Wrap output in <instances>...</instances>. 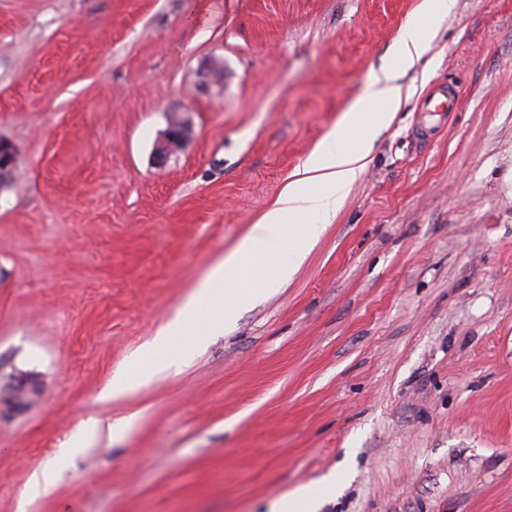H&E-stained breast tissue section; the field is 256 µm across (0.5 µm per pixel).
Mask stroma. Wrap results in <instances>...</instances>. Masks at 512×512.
<instances>
[{
    "mask_svg": "<svg viewBox=\"0 0 512 512\" xmlns=\"http://www.w3.org/2000/svg\"><path fill=\"white\" fill-rule=\"evenodd\" d=\"M421 0H0V512H512V0H457L292 281L113 373L278 199ZM211 58L220 84L199 91ZM455 83L452 111L428 92ZM193 135L153 161L168 112ZM131 418L72 459L78 423ZM46 471L48 493L25 497ZM41 395V383L31 374L18 370L8 375L1 373L0 417L22 411ZM331 488V484L320 482L316 485L300 487L274 501L268 512H310L307 508L320 490Z\"/></svg>",
    "mask_w": 512,
    "mask_h": 512,
    "instance_id": "stroma-1",
    "label": "stroma"
}]
</instances>
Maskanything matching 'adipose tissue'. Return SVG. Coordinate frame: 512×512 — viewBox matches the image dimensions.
Instances as JSON below:
<instances>
[{
    "label": "adipose tissue",
    "mask_w": 512,
    "mask_h": 512,
    "mask_svg": "<svg viewBox=\"0 0 512 512\" xmlns=\"http://www.w3.org/2000/svg\"><path fill=\"white\" fill-rule=\"evenodd\" d=\"M454 6L455 0H422L400 29L391 64L371 74L363 93L316 144L274 206L250 225L231 254L209 268L170 321L136 354V362H148V371L136 376L115 372L102 398L146 386L154 375L179 366L194 349L223 335L253 286L270 288L292 279L364 171L376 139L401 110V72L422 58Z\"/></svg>",
    "instance_id": "adipose-tissue-1"
}]
</instances>
